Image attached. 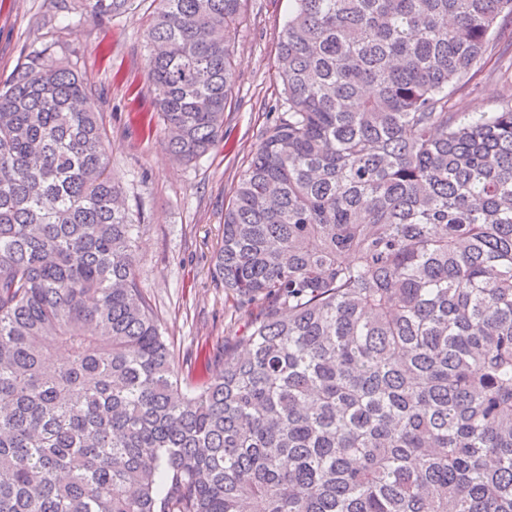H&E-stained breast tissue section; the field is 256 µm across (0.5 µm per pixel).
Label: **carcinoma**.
Masks as SVG:
<instances>
[{
    "mask_svg": "<svg viewBox=\"0 0 512 512\" xmlns=\"http://www.w3.org/2000/svg\"><path fill=\"white\" fill-rule=\"evenodd\" d=\"M245 2L157 0L179 162L222 132ZM288 3L216 254L247 334L201 390L92 88L33 57L0 90V512H512V0ZM487 68L499 108L463 111Z\"/></svg>",
    "mask_w": 512,
    "mask_h": 512,
    "instance_id": "1",
    "label": "carcinoma"
}]
</instances>
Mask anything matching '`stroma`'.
Returning a JSON list of instances; mask_svg holds the SVG:
<instances>
[{"label":"stroma","mask_w":512,"mask_h":512,"mask_svg":"<svg viewBox=\"0 0 512 512\" xmlns=\"http://www.w3.org/2000/svg\"><path fill=\"white\" fill-rule=\"evenodd\" d=\"M154 0H135L109 20L60 15L56 0H0V88L30 56L47 52L85 76L107 119L112 174L141 212L137 274L182 382H209L206 361L245 332L213 273L224 209L264 128L281 116L277 46L288 0H247L235 40L236 80L223 138L188 165L170 154L148 78Z\"/></svg>","instance_id":"1"}]
</instances>
